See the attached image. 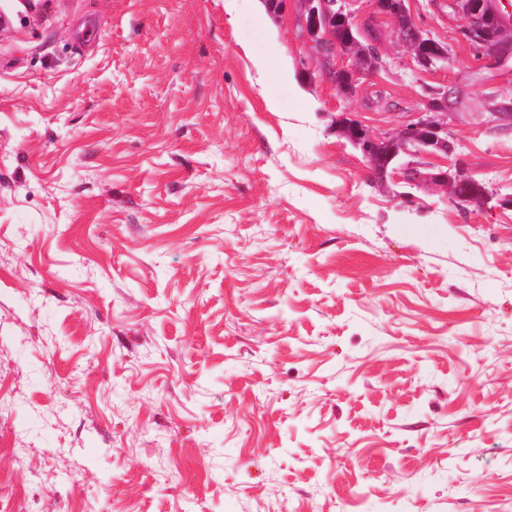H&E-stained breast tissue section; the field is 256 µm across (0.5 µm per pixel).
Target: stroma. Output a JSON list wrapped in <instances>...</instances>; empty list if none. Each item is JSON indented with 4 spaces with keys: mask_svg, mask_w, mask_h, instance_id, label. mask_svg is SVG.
<instances>
[{
    "mask_svg": "<svg viewBox=\"0 0 512 512\" xmlns=\"http://www.w3.org/2000/svg\"><path fill=\"white\" fill-rule=\"evenodd\" d=\"M406 5L448 60L350 0L383 66L347 96L300 0H0L11 512H512V45ZM439 89L488 203L336 128Z\"/></svg>",
    "mask_w": 512,
    "mask_h": 512,
    "instance_id": "stroma-1",
    "label": "stroma"
}]
</instances>
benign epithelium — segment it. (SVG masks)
Returning <instances> with one entry per match:
<instances>
[{
    "instance_id": "7a95c632",
    "label": "benign epithelium",
    "mask_w": 512,
    "mask_h": 512,
    "mask_svg": "<svg viewBox=\"0 0 512 512\" xmlns=\"http://www.w3.org/2000/svg\"><path fill=\"white\" fill-rule=\"evenodd\" d=\"M305 17V32L309 48L325 57L338 53L365 54L371 60L369 71L376 70L378 55L351 36L357 30L352 14L347 9L348 0H301ZM377 13L395 20L392 31L394 40L408 47L419 65L430 67L449 55V49L436 42L411 18L405 0H373ZM453 10L466 20L462 40L479 53H488L503 48L501 11L495 0H452ZM448 112V93L437 91L426 98L418 120L408 125L397 137L378 136L369 132L358 120L350 122L346 135L350 141L362 147L372 163L377 177L387 172L378 171L374 157L384 147L392 148L388 160L404 156L407 162L401 166L403 179L413 185L436 183L448 188L451 198L461 206L482 204L488 199V192H474L470 186L474 179L459 162H450L448 167L437 172L424 171L415 158L422 154L441 153L448 157L454 150L448 143V126L440 115Z\"/></svg>"
}]
</instances>
